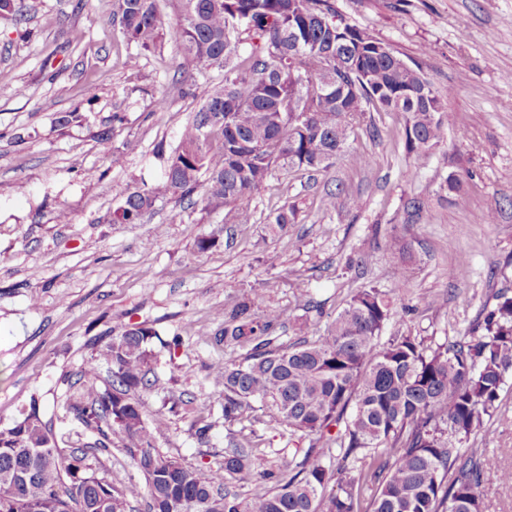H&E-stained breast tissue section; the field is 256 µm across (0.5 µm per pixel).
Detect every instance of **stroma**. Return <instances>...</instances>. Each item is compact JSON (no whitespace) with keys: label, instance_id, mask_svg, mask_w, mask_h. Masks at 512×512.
I'll return each mask as SVG.
<instances>
[{"label":"stroma","instance_id":"obj_1","mask_svg":"<svg viewBox=\"0 0 512 512\" xmlns=\"http://www.w3.org/2000/svg\"><path fill=\"white\" fill-rule=\"evenodd\" d=\"M331 2L337 17L419 64L446 108L444 137L416 162L404 149L405 114L359 113L327 172H279L253 194L251 224L175 198L157 201L138 223L112 221L120 192L160 177L158 149L177 146L221 72L181 67L171 34L140 49L114 0H24L23 15L0 18V429L34 401L61 451L95 442L98 432L72 409L84 373L108 388L111 367L99 349L121 328L145 325L158 337L143 418L167 420L158 453L217 470L225 450L247 440L273 469L312 439L258 411L225 423L210 371L233 352L211 336L235 296L255 295L259 307L319 330L351 294L374 286L392 294L385 336L435 346L469 335L495 294L512 290V0ZM132 56L137 66L128 65ZM164 94L170 104L161 112ZM74 110L81 121L60 124ZM358 153L369 166L353 163ZM452 172L464 181L457 193L446 183ZM339 186L344 194L324 207ZM415 198L425 207L407 216ZM287 204L294 224L262 240L263 225ZM490 208L494 222H482ZM212 234L216 245L199 251L198 239ZM395 235L412 245L408 267L384 255ZM462 257L466 273L450 278ZM300 282L313 309L297 305ZM176 336L180 346L168 348ZM496 406L466 445L512 470V375ZM202 417L211 424L203 437ZM93 467L118 486L143 482L122 448L98 454Z\"/></svg>","mask_w":512,"mask_h":512}]
</instances>
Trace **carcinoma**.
<instances>
[{
  "label": "carcinoma",
  "instance_id": "carcinoma-1",
  "mask_svg": "<svg viewBox=\"0 0 512 512\" xmlns=\"http://www.w3.org/2000/svg\"><path fill=\"white\" fill-rule=\"evenodd\" d=\"M176 29L183 64L224 74L184 126L162 178L120 193L115 224H133L156 202L202 191L205 210L224 208L228 224H252L245 203L275 170H328L344 152L358 112H406V153L428 156L442 137L443 106L415 63L342 20L330 0H179ZM125 34L144 50L161 44L171 21L157 0H116ZM259 39L250 51L239 35ZM281 208L265 224L277 236L294 222ZM387 254L405 263L411 246L390 239ZM473 327L436 347L400 334L380 342L392 317L389 292L356 291L318 335L296 325L298 339L276 335L286 310L261 309L243 295L224 306L215 340L238 351L212 367L223 388L224 422L257 410L296 434L316 436L302 458L273 470L252 446L224 454L221 470L184 466L158 454L153 427L142 419L136 393L148 378L157 332L124 327L99 356L112 364L111 388L85 385L72 404L86 428L104 422L111 436L95 444L126 449L145 481L148 512H359L360 489L347 477L350 460L367 452L379 481L368 512H482L480 488L512 483V470L493 471L477 449L460 448L496 409L512 371V296ZM349 415L339 452L324 432ZM337 490L325 494L331 481ZM262 492L244 497L236 486ZM135 485L96 476L86 450L67 457L31 406L24 419L0 431V512H126Z\"/></svg>",
  "mask_w": 512,
  "mask_h": 512
}]
</instances>
